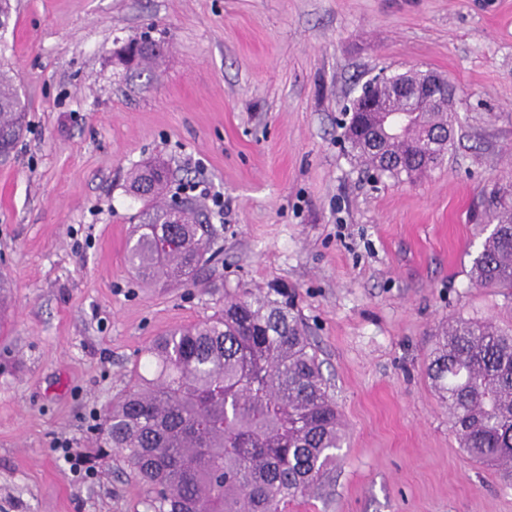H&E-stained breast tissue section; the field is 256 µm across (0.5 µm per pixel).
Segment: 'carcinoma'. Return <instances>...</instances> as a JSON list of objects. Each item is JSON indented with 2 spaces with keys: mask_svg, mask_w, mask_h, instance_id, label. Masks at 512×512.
Masks as SVG:
<instances>
[{
  "mask_svg": "<svg viewBox=\"0 0 512 512\" xmlns=\"http://www.w3.org/2000/svg\"><path fill=\"white\" fill-rule=\"evenodd\" d=\"M0 90V138L19 139L24 104L10 78ZM451 128L423 112L396 136L364 127L350 152L386 175L412 180L448 153ZM380 138H375V135ZM165 167L149 163L128 192L143 202L133 215L128 253L136 274L197 283L209 262L208 225L168 223L158 203ZM494 222L469 277L512 296V191L493 194ZM135 365L131 387L108 409L100 443L118 448L149 487L151 512H284L319 489L344 437L317 351L284 290H248L190 328L159 337ZM427 371L448 404L460 447L480 462L512 469V324L457 318L434 335Z\"/></svg>",
  "mask_w": 512,
  "mask_h": 512,
  "instance_id": "cac0c4a2",
  "label": "carcinoma"
}]
</instances>
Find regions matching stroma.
I'll list each match as a JSON object with an SVG mask.
<instances>
[{
  "label": "stroma",
  "instance_id": "1",
  "mask_svg": "<svg viewBox=\"0 0 512 512\" xmlns=\"http://www.w3.org/2000/svg\"><path fill=\"white\" fill-rule=\"evenodd\" d=\"M0 34L27 112L0 158V512H150L95 435L161 335L248 288L286 285L346 440L285 512H512V479L460 448L427 374L454 318L512 323L467 271L512 185V0H12ZM141 76L115 52L143 35ZM456 88L454 143L413 181H373L342 111L379 72ZM163 159L216 258L197 285L127 261L133 171ZM224 199L216 209L212 197Z\"/></svg>",
  "mask_w": 512,
  "mask_h": 512
}]
</instances>
